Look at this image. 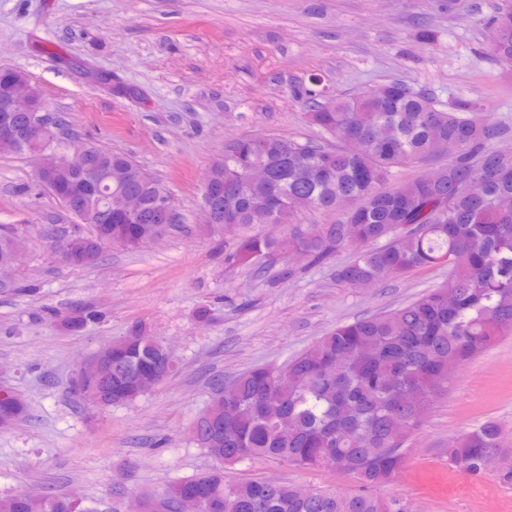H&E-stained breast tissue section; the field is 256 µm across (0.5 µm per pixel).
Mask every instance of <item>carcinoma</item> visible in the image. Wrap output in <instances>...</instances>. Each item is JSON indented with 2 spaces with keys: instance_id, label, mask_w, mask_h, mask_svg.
<instances>
[{
  "instance_id": "1",
  "label": "carcinoma",
  "mask_w": 512,
  "mask_h": 512,
  "mask_svg": "<svg viewBox=\"0 0 512 512\" xmlns=\"http://www.w3.org/2000/svg\"><path fill=\"white\" fill-rule=\"evenodd\" d=\"M501 75L512 76V0L488 26ZM15 70H0V98L16 84ZM332 136L347 132L352 148L299 143L278 137L236 139L209 169L224 185V225L284 224L280 237L261 233L239 239L230 263L261 267L291 251L322 263L355 247V258L336 266V280L369 288L418 268L446 267L438 286L391 311L343 323L278 367L252 368L215 390L195 420L194 439L213 460L193 476L213 490L211 512H415L376 490L404 467L408 434L417 430L448 391L459 369L502 337L512 335V154L497 149L505 129L481 105L461 100L445 107L401 81L381 92L338 96L308 113ZM48 160L61 169L50 193L70 211L94 217L93 240L80 234L53 248L98 259L107 247L135 248L122 216L127 191L147 201L168 190L124 153L89 145L95 171L68 168L65 142L50 137ZM446 153L436 179L417 177L389 186L395 170ZM271 170L270 181L250 184L245 171ZM121 169V184L108 179ZM304 210L332 211V224H299ZM174 361L145 326L134 324L112 342V386L96 406L134 402L162 383ZM504 433L486 420L459 436L448 461L462 474L485 475L484 461L502 450ZM274 459L295 467L347 473L356 491L301 493L280 479L229 482L225 469L245 460ZM182 482L170 485L151 512H176ZM0 512H97L65 496L32 499L21 493L0 499Z\"/></svg>"
}]
</instances>
